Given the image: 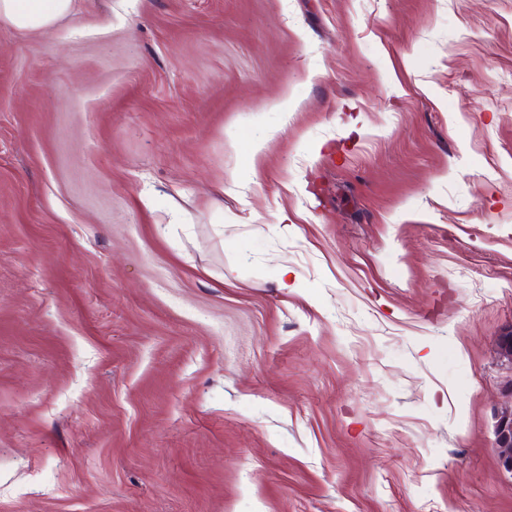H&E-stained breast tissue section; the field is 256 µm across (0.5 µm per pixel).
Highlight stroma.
<instances>
[{
  "mask_svg": "<svg viewBox=\"0 0 512 512\" xmlns=\"http://www.w3.org/2000/svg\"><path fill=\"white\" fill-rule=\"evenodd\" d=\"M512 0L0 22V512H512ZM512 408L501 412L495 428V445L502 467L512 471Z\"/></svg>",
  "mask_w": 512,
  "mask_h": 512,
  "instance_id": "obj_1",
  "label": "stroma"
}]
</instances>
